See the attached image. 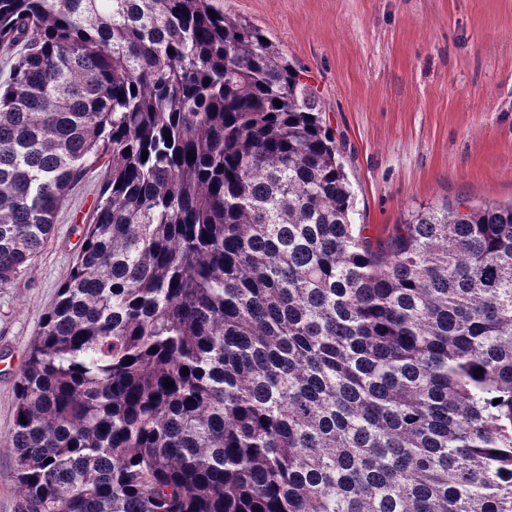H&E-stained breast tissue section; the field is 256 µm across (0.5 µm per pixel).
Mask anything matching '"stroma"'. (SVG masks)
<instances>
[{
	"instance_id": "1",
	"label": "stroma",
	"mask_w": 512,
	"mask_h": 512,
	"mask_svg": "<svg viewBox=\"0 0 512 512\" xmlns=\"http://www.w3.org/2000/svg\"><path fill=\"white\" fill-rule=\"evenodd\" d=\"M224 13L260 27L314 88L373 240L421 207L512 202V0H224ZM106 178L89 170L28 270L0 288V440Z\"/></svg>"
}]
</instances>
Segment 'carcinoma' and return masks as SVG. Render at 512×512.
Returning <instances> with one entry per match:
<instances>
[{
    "label": "carcinoma",
    "mask_w": 512,
    "mask_h": 512,
    "mask_svg": "<svg viewBox=\"0 0 512 512\" xmlns=\"http://www.w3.org/2000/svg\"><path fill=\"white\" fill-rule=\"evenodd\" d=\"M262 36L223 0H0V288L109 172L15 387L27 512H512V203L373 243Z\"/></svg>",
    "instance_id": "1"
}]
</instances>
